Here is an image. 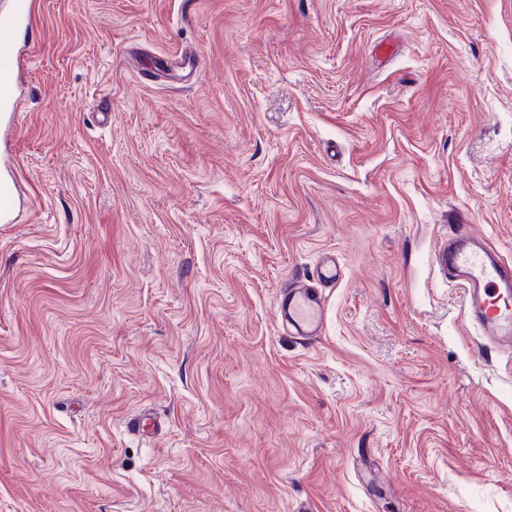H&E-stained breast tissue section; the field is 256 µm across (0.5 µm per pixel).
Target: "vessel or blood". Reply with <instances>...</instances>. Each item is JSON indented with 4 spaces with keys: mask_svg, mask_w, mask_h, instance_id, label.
I'll return each mask as SVG.
<instances>
[{
    "mask_svg": "<svg viewBox=\"0 0 512 512\" xmlns=\"http://www.w3.org/2000/svg\"><path fill=\"white\" fill-rule=\"evenodd\" d=\"M33 0H11L0 15V120L14 126L22 108L23 91L18 82L21 58L9 51L15 31L33 23ZM21 186L15 164L0 172V224L18 220ZM438 268L455 278L464 290L474 324L487 336L512 335V263L476 245L473 235L455 233L434 257ZM344 277L335 254L321 255L311 277L288 283L275 297L284 335L309 343L323 333L328 309L327 292Z\"/></svg>",
    "mask_w": 512,
    "mask_h": 512,
    "instance_id": "obj_1",
    "label": "vessel or blood"
}]
</instances>
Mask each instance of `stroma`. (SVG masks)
<instances>
[{"label": "stroma", "instance_id": "obj_1", "mask_svg": "<svg viewBox=\"0 0 512 512\" xmlns=\"http://www.w3.org/2000/svg\"><path fill=\"white\" fill-rule=\"evenodd\" d=\"M37 2L0 512H512V351L433 262L512 260V0ZM326 250L304 345L274 299Z\"/></svg>", "mask_w": 512, "mask_h": 512}]
</instances>
